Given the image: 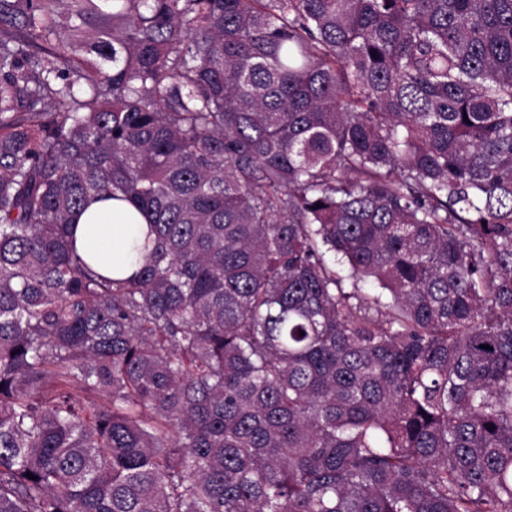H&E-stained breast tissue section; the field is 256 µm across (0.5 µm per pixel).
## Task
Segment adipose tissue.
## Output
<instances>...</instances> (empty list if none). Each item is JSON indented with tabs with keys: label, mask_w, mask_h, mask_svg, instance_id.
<instances>
[{
	"label": "adipose tissue",
	"mask_w": 512,
	"mask_h": 512,
	"mask_svg": "<svg viewBox=\"0 0 512 512\" xmlns=\"http://www.w3.org/2000/svg\"><path fill=\"white\" fill-rule=\"evenodd\" d=\"M146 230L145 220L128 202L99 201L78 216L76 247L101 272L125 277L137 267L130 247L143 239Z\"/></svg>",
	"instance_id": "adipose-tissue-1"
}]
</instances>
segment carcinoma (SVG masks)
Instances as JSON below:
<instances>
[{"label":"carcinoma","instance_id":"1","mask_svg":"<svg viewBox=\"0 0 512 512\" xmlns=\"http://www.w3.org/2000/svg\"><path fill=\"white\" fill-rule=\"evenodd\" d=\"M57 2L0 0V512H512V0ZM76 222V248L98 270L125 277L137 268V256L130 252V246L135 240L143 241L147 224L131 204L118 200L95 202Z\"/></svg>","mask_w":512,"mask_h":512}]
</instances>
